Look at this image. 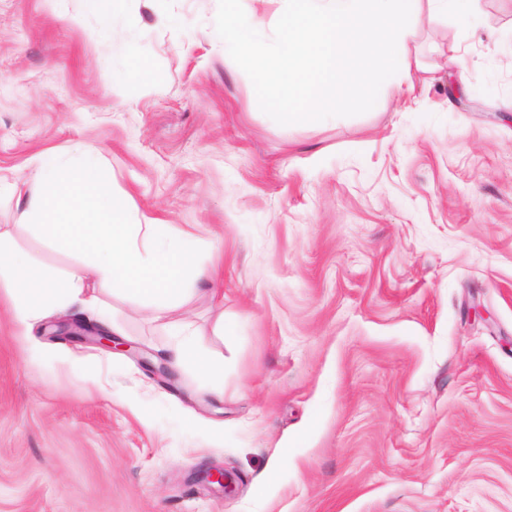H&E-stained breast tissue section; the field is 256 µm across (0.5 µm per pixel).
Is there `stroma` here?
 <instances>
[{"label": "stroma", "instance_id": "35a3bbf8", "mask_svg": "<svg viewBox=\"0 0 512 512\" xmlns=\"http://www.w3.org/2000/svg\"><path fill=\"white\" fill-rule=\"evenodd\" d=\"M471 6L425 16L412 91L281 125L218 0H123L111 22L0 0V232L80 266L26 209L33 156L88 151L131 221L194 234L224 273L159 320L101 293L153 362L199 333L219 398L43 332L60 353L29 362L0 306V512H512V0ZM127 45L148 85L116 81Z\"/></svg>", "mask_w": 512, "mask_h": 512}]
</instances>
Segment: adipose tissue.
<instances>
[{"label":"adipose tissue","mask_w":512,"mask_h":512,"mask_svg":"<svg viewBox=\"0 0 512 512\" xmlns=\"http://www.w3.org/2000/svg\"><path fill=\"white\" fill-rule=\"evenodd\" d=\"M37 189L31 202L32 225L41 241L61 251H79L90 261L57 276L25 263L0 234V288L12 313L15 336L29 334L34 319L72 311L96 314L103 326L111 320L91 283L101 278L113 291L159 313L182 306L200 292L217 293L224 281L216 268L198 264L201 243L175 236L169 225L131 222L128 210L99 177L87 152L36 155ZM170 366L206 375L220 391L223 368L204 356L196 334L182 330L167 350Z\"/></svg>","instance_id":"1"}]
</instances>
